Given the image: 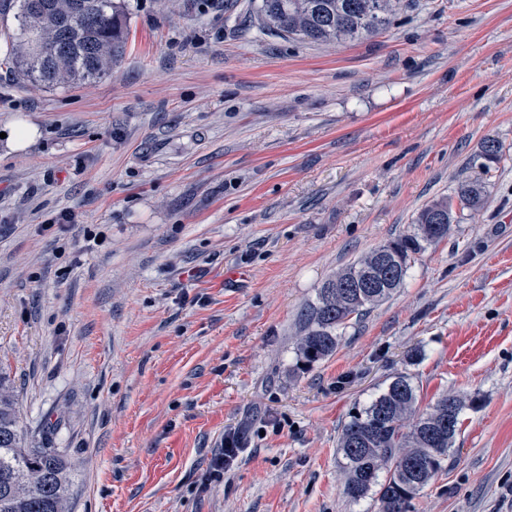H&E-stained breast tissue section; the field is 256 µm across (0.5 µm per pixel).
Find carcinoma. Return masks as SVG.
<instances>
[{
	"label": "carcinoma",
	"instance_id": "cac0c4a2",
	"mask_svg": "<svg viewBox=\"0 0 512 512\" xmlns=\"http://www.w3.org/2000/svg\"><path fill=\"white\" fill-rule=\"evenodd\" d=\"M16 21L18 72L30 84L102 79L126 47L117 0H7ZM399 0H261L258 12L269 29L302 41H346L378 33L391 23ZM460 205L482 204L484 187L461 185ZM455 219L450 200L419 214L413 231L381 244L318 288L307 325L297 341L311 365L334 353L336 330L379 305L404 283L408 262L448 236ZM418 388L398 375L343 426L344 494L370 496L378 512H409L412 500L448 466L463 401L444 394L422 410ZM73 474L66 449L48 448L23 425L9 379L0 373V512H67Z\"/></svg>",
	"mask_w": 512,
	"mask_h": 512
}]
</instances>
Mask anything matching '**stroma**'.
Segmentation results:
<instances>
[{
	"mask_svg": "<svg viewBox=\"0 0 512 512\" xmlns=\"http://www.w3.org/2000/svg\"><path fill=\"white\" fill-rule=\"evenodd\" d=\"M124 2L112 75L51 89L0 12V367L67 451L70 512H377L338 440L400 374L465 402L410 512H512V0H402L336 44L265 30L258 0ZM477 177L482 205L302 368L322 283ZM241 449L238 435L236 433L226 434L222 448L217 449L211 460L210 478L222 479L224 477V470L234 462Z\"/></svg>",
	"mask_w": 512,
	"mask_h": 512,
	"instance_id": "obj_1",
	"label": "stroma"
}]
</instances>
